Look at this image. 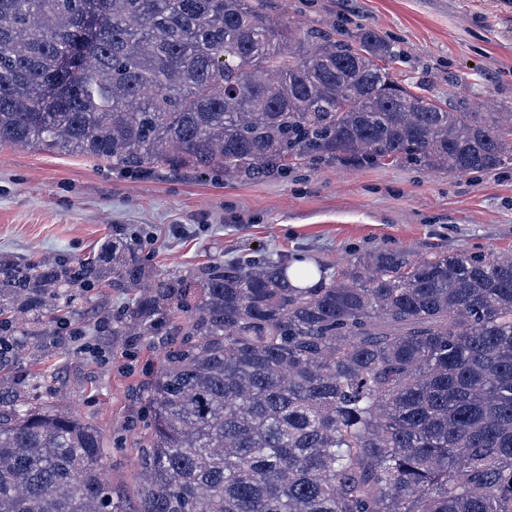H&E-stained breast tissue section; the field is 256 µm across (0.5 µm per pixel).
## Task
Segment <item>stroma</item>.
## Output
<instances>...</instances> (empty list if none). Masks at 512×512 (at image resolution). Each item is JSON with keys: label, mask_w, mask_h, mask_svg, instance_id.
I'll return each instance as SVG.
<instances>
[{"label": "stroma", "mask_w": 512, "mask_h": 512, "mask_svg": "<svg viewBox=\"0 0 512 512\" xmlns=\"http://www.w3.org/2000/svg\"><path fill=\"white\" fill-rule=\"evenodd\" d=\"M284 25L379 29L405 83L451 105L487 101L512 110V0H265ZM123 238L150 267L151 287L212 261L305 258L327 274L356 256L399 251L512 250V164L451 174L351 160L302 163L262 181L199 179L186 170L136 174L86 155L0 145V255L78 262ZM132 289L77 288L68 334L45 353L24 347L8 366L29 399L100 431L112 490L140 507L144 388L175 344L171 336H116L112 317Z\"/></svg>", "instance_id": "obj_1"}]
</instances>
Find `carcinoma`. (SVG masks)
Returning <instances> with one entry per match:
<instances>
[{"label": "carcinoma", "mask_w": 512, "mask_h": 512, "mask_svg": "<svg viewBox=\"0 0 512 512\" xmlns=\"http://www.w3.org/2000/svg\"><path fill=\"white\" fill-rule=\"evenodd\" d=\"M264 0H0V144L226 180L348 159L471 173L512 120L398 79L379 30L286 27ZM151 272L0 262L7 314ZM179 346L146 390L139 512H512V254L358 256L315 288L287 262H214L134 297L112 333ZM90 425L0 387V512H122Z\"/></svg>", "instance_id": "cac0c4a2"}]
</instances>
